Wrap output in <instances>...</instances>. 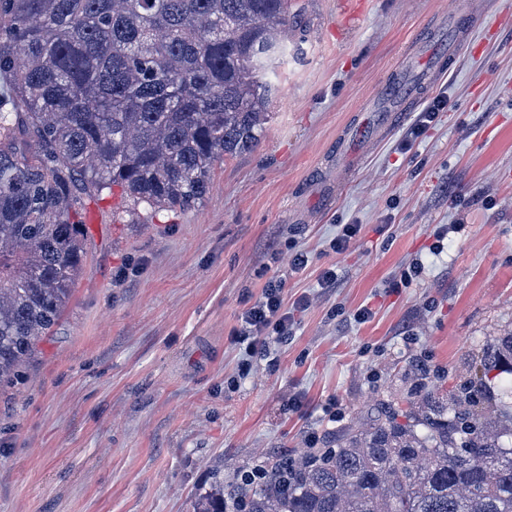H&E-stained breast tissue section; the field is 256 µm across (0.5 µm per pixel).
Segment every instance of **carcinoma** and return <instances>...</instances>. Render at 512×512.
Returning a JSON list of instances; mask_svg holds the SVG:
<instances>
[{
	"instance_id": "obj_1",
	"label": "carcinoma",
	"mask_w": 512,
	"mask_h": 512,
	"mask_svg": "<svg viewBox=\"0 0 512 512\" xmlns=\"http://www.w3.org/2000/svg\"><path fill=\"white\" fill-rule=\"evenodd\" d=\"M288 0H0V385L61 316L85 251L83 197L188 209L215 162L254 149L288 50ZM512 333L480 374L277 455L197 512H512Z\"/></svg>"
}]
</instances>
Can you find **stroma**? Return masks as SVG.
I'll return each instance as SVG.
<instances>
[{
  "label": "stroma",
  "instance_id": "stroma-1",
  "mask_svg": "<svg viewBox=\"0 0 512 512\" xmlns=\"http://www.w3.org/2000/svg\"><path fill=\"white\" fill-rule=\"evenodd\" d=\"M290 9L263 135L214 164L198 204L153 215L117 188L86 198L71 299L0 385V512H194L216 469L230 485L309 436L366 425L512 330V0ZM457 11L471 40L453 69L395 120L375 116L420 44L445 52L435 34ZM345 224L361 231L332 253ZM442 224L463 230L437 255ZM416 259L422 277L401 287ZM333 265L335 288H320ZM276 274L286 304L308 305L271 356L245 358L239 316Z\"/></svg>",
  "mask_w": 512,
  "mask_h": 512
}]
</instances>
